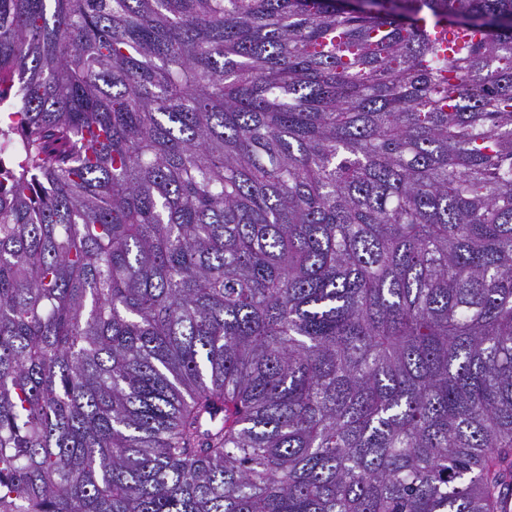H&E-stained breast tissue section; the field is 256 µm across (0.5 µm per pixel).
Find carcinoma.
Returning <instances> with one entry per match:
<instances>
[{
	"instance_id": "cac0c4a2",
	"label": "carcinoma",
	"mask_w": 512,
	"mask_h": 512,
	"mask_svg": "<svg viewBox=\"0 0 512 512\" xmlns=\"http://www.w3.org/2000/svg\"><path fill=\"white\" fill-rule=\"evenodd\" d=\"M0 512H501L512 0H0Z\"/></svg>"
}]
</instances>
